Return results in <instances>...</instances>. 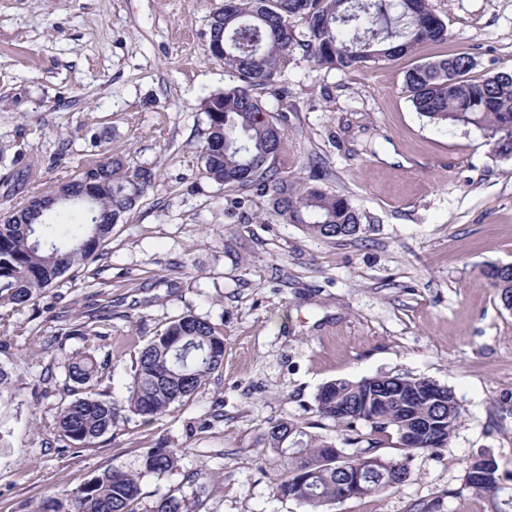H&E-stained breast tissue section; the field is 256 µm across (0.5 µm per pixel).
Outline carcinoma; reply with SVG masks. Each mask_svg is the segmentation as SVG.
I'll return each mask as SVG.
<instances>
[{"mask_svg":"<svg viewBox=\"0 0 512 512\" xmlns=\"http://www.w3.org/2000/svg\"><path fill=\"white\" fill-rule=\"evenodd\" d=\"M211 40L224 45L232 84L205 97V145L200 165L224 188L267 198L272 213L328 240L357 235L362 216L350 200L318 184L300 183L274 170L287 116L270 112L263 92L295 55L344 72L369 62L412 54L424 43L448 40L445 22L428 0H224L213 16ZM476 63L465 54L424 61L405 74L403 91L416 112L439 127H474L500 157H512V71L482 80L471 77ZM156 182L152 169L134 159L109 157L86 162L77 174L49 192H31L0 215V309L33 302L66 272L103 255L112 229ZM224 365V332L206 319L181 314L138 353L133 382L122 401L92 392L98 363L89 355L67 359V376L80 396L61 407L55 428L68 448H86L112 430L128 410L149 418L190 399ZM316 412L343 426L345 443L356 447L336 455V442L308 433L287 420L265 432L267 449L280 459L276 495L310 507L341 501L348 474L361 478L357 498L385 493L406 481L418 450L447 446L462 409L453 391L428 379L374 376L324 385ZM425 432L402 446L404 456L377 454L371 434ZM369 432H363V428ZM180 448H151L141 472H103L70 492L45 501L38 512H135L140 473H164L179 466ZM493 512H512L496 472L467 480ZM206 485L196 472L187 490L161 497L153 512H196Z\"/></svg>","mask_w":512,"mask_h":512,"instance_id":"obj_1","label":"carcinoma"}]
</instances>
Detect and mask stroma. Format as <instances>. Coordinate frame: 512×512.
Masks as SVG:
<instances>
[{
  "mask_svg": "<svg viewBox=\"0 0 512 512\" xmlns=\"http://www.w3.org/2000/svg\"><path fill=\"white\" fill-rule=\"evenodd\" d=\"M223 4L0 0V211L92 159L128 156L157 173L102 259L0 311L12 388L0 400V512H38L105 470L139 471L158 447L184 455L177 470L142 477L135 512H153L195 471L207 486L198 512H308L274 493L266 428L287 418L344 447L316 396L380 374L451 388L461 423L447 447L414 453L399 488L323 512H491L466 465L492 456L512 493V311L484 274L512 264V159L475 128H437L402 84L418 62L450 54L473 56L478 80L512 67V0H429L450 36L411 57L352 73L285 64L263 96L288 117L277 166L304 181L319 173L350 199L363 230L339 240L201 171V102L230 82L209 49ZM106 301L107 320L88 321ZM184 312L223 327V370L166 414L123 412L90 447L58 441L57 413L73 397L66 356L92 355L96 392L124 399L139 350ZM80 323L87 335H67Z\"/></svg>",
  "mask_w": 512,
  "mask_h": 512,
  "instance_id": "1",
  "label": "stroma"
}]
</instances>
